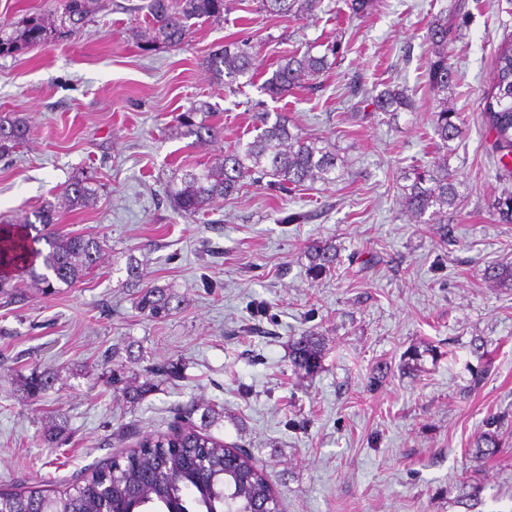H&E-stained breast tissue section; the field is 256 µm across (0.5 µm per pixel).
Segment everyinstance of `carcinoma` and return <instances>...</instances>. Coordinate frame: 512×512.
<instances>
[{"mask_svg": "<svg viewBox=\"0 0 512 512\" xmlns=\"http://www.w3.org/2000/svg\"><path fill=\"white\" fill-rule=\"evenodd\" d=\"M320 0H259V9L269 15L300 20L316 10ZM102 7V0H62L61 10L46 14L27 12L17 21L0 26V58L21 56L53 40L78 34ZM230 0H148V28L144 48L157 45L178 47L191 33L195 21H221ZM460 32L448 17L433 21L428 29L431 55L427 78L439 97L434 135L442 151L431 166L410 169L398 187L405 211L417 224H438L448 236L449 211L459 204L458 182L448 166L449 143L463 137L467 117L448 103V90L455 74L448 64V47ZM339 48L326 45L323 54L296 49L283 56L263 84V90L278 99L314 80L336 65ZM216 85L251 80L257 71V55L238 41L205 62ZM374 111L388 115L411 112L414 102L407 90L386 86L372 98ZM496 145L503 156L512 155V43L495 56L490 93L482 108ZM212 106L199 101L173 118L171 133L178 138H195L197 143L216 139L210 122ZM252 140L240 142L212 163L184 171L170 181L167 195L176 212L196 216L219 199L237 195L250 184L266 181L280 192H290L307 184H330L339 178L343 162L327 137L305 136L283 117L267 112L255 114ZM26 121L12 113H0V158L20 153L28 141ZM97 194L91 176L72 179L56 195L33 211L35 221H26L17 240L0 248V304L25 301V288L45 292L55 285L73 286L95 268L103 251L101 242L89 235L56 229L59 209L88 207ZM495 224H512V191L495 197L489 209ZM44 243L47 249L37 247ZM311 272L316 275L336 269V248L314 247ZM126 287L135 289L138 309L153 319H162L178 309L183 299L169 285L141 284L133 259L126 264ZM485 281L512 288V263L488 264L482 270ZM323 357L322 339L308 332L292 345V360L307 374L315 373ZM140 355L127 345L126 358L112 364L105 380L115 397L133 405L143 394L158 387L155 378L173 376V370H138ZM55 374L37 366L23 377V393L37 398L49 391ZM276 495L264 469L247 452L216 439L207 430L184 423L168 434H149L139 441L130 456L97 468L74 491L53 497L39 489L23 493H0V512H270L277 508Z\"/></svg>", "mask_w": 512, "mask_h": 512, "instance_id": "carcinoma-1", "label": "carcinoma"}]
</instances>
